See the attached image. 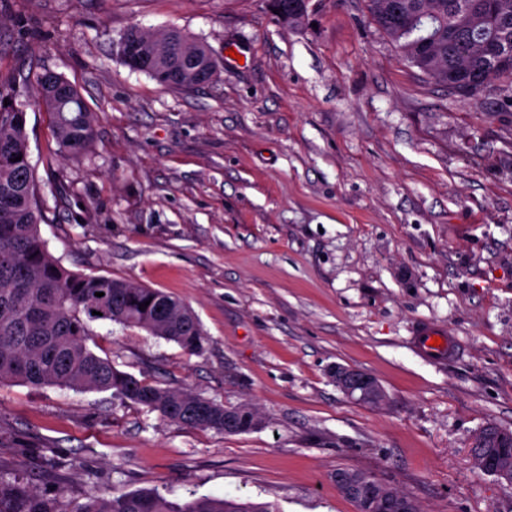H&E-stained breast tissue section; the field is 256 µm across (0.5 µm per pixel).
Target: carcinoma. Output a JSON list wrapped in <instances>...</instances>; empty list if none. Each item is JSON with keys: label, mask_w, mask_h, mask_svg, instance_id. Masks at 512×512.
Returning <instances> with one entry per match:
<instances>
[{"label": "carcinoma", "mask_w": 512, "mask_h": 512, "mask_svg": "<svg viewBox=\"0 0 512 512\" xmlns=\"http://www.w3.org/2000/svg\"><path fill=\"white\" fill-rule=\"evenodd\" d=\"M368 14L397 49L448 94L476 96L499 82L512 106V0H366ZM431 24L413 34L415 19ZM132 38L150 57L144 73L164 87L192 89L189 79L199 59L216 75L208 48L174 29L130 26L118 43ZM36 104L52 115L62 151L71 158L88 154L95 142L97 116L78 89L62 75L45 70L31 85ZM26 113L0 112V384L59 386L110 391L158 413L167 423L224 430V404L189 390H172L117 370L88 346L90 323L104 321L139 328L173 341L190 354L205 350L206 335L192 309L157 289L65 267L48 250L40 231L44 216L36 199L28 158ZM22 159L15 160V157ZM104 296L97 297L95 293ZM149 302L146 309L139 304ZM478 452L512 461V432L489 426ZM415 500L400 491L384 512ZM0 512H269L263 503L201 497L183 504L158 491L121 493L110 498L90 493L65 505L56 498L0 474Z\"/></svg>", "instance_id": "1"}]
</instances>
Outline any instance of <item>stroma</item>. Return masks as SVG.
I'll return each mask as SVG.
<instances>
[{"instance_id": "35a3bbf8", "label": "stroma", "mask_w": 512, "mask_h": 512, "mask_svg": "<svg viewBox=\"0 0 512 512\" xmlns=\"http://www.w3.org/2000/svg\"><path fill=\"white\" fill-rule=\"evenodd\" d=\"M208 46L216 78L166 88L131 70V25ZM49 69L98 116L91 153L64 157L29 104ZM0 72L16 78L45 220L67 268L187 304L203 353L92 323L116 369L227 405L240 434L171 425L109 392L0 385V474L83 500L156 490L276 512H356L332 479L371 473L422 512H512V484L472 466L473 437L512 428V107L408 66L365 0H309L287 26L267 0H0ZM458 336L436 365L414 323ZM366 371L389 404L335 385Z\"/></svg>"}]
</instances>
